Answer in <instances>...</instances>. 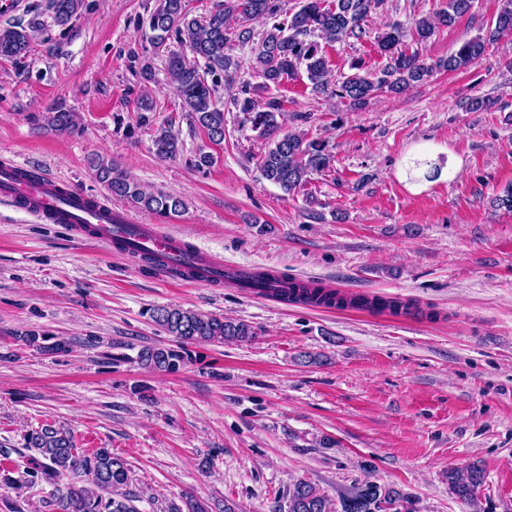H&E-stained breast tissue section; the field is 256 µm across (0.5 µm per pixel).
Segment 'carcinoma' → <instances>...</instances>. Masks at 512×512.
<instances>
[{"label": "carcinoma", "mask_w": 512, "mask_h": 512, "mask_svg": "<svg viewBox=\"0 0 512 512\" xmlns=\"http://www.w3.org/2000/svg\"><path fill=\"white\" fill-rule=\"evenodd\" d=\"M83 0H54L57 24H68L82 8ZM382 4V0H301L299 9L287 11L282 0H224L204 17L191 15L187 0H158L148 18L155 49L167 46L170 38L189 49L192 57L169 51L165 70L181 99V107L194 125L207 138L219 144L224 141V105L217 96L219 80L236 83L239 60L227 53L238 43L249 47L251 68L263 79L261 88L270 90L285 80L304 73L312 89L328 93L351 107H361L381 92L400 94L423 82L435 71L463 72L477 63L487 45L496 37L512 33V0L504 3L485 35L462 40L447 57L427 63L417 52L406 50L407 40L417 44L428 41L438 27H449L470 8V0H448V7L434 15L412 20L410 27L401 24L389 27L377 36L380 53L387 63L377 72L363 71L359 60L350 62L354 73L333 79L332 69L321 43L359 40L366 34L364 23ZM262 20L269 27L260 34L247 27ZM36 29L15 26L0 28V58L21 59L31 45ZM238 84V83H236ZM233 108L243 114L244 122L263 140L257 167L261 176L290 195L307 182V177L332 166L333 155L323 140L308 139L300 132H285L278 117L281 100L274 96L260 98L249 82L238 84L230 98ZM44 122L52 131L73 134L80 130L78 113L57 106L45 113ZM156 153L174 159L182 152V143L171 129L161 126L154 137ZM98 181L107 191L131 205L167 218L178 213L184 202L162 192L148 193L128 174L105 159L89 160ZM425 170L424 176L434 178L441 167L426 157L410 162L409 170ZM270 278L286 284L275 290L276 298L289 303L369 310L388 309L394 313L406 305L394 298L353 296L344 297L313 282H302L277 275ZM152 321L180 343L202 344L251 342L257 332L251 324L216 315H206L180 306L159 307L150 313ZM26 342L46 352L69 350L63 340L46 342V337L34 333ZM140 360L159 371L176 369L181 355L172 350L146 348ZM25 448L30 451L26 468L41 475L52 486L49 504L55 512H138L137 496L130 489L131 471L126 460L109 448H98L86 455L75 448L71 433L44 424L25 436ZM70 477L63 484L61 478ZM485 481V471L478 464L461 469H448V486L462 502L473 505ZM359 496L356 507L346 499L345 512H389L397 509L404 497L396 490L368 484L355 491ZM288 512H335L330 499L305 480L289 488Z\"/></svg>", "instance_id": "obj_1"}]
</instances>
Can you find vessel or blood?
I'll return each mask as SVG.
<instances>
[{
  "instance_id": "vessel-or-blood-1",
  "label": "vessel or blood",
  "mask_w": 512,
  "mask_h": 512,
  "mask_svg": "<svg viewBox=\"0 0 512 512\" xmlns=\"http://www.w3.org/2000/svg\"><path fill=\"white\" fill-rule=\"evenodd\" d=\"M22 165L0 166V198L51 224H67L79 238L121 247L130 257L145 254L161 259L170 278L201 286L229 282L242 285L251 274L244 267L227 268L209 254L154 224L135 223L124 211L98 204L95 199L55 177L37 182L22 180Z\"/></svg>"
}]
</instances>
